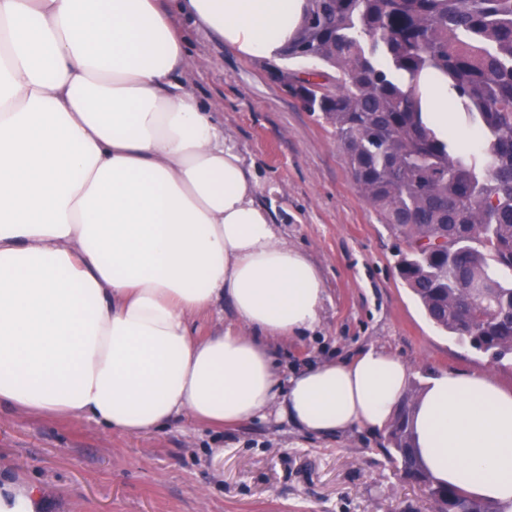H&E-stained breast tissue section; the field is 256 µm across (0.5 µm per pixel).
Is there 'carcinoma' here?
I'll return each instance as SVG.
<instances>
[{"instance_id": "1", "label": "carcinoma", "mask_w": 512, "mask_h": 512, "mask_svg": "<svg viewBox=\"0 0 512 512\" xmlns=\"http://www.w3.org/2000/svg\"><path fill=\"white\" fill-rule=\"evenodd\" d=\"M285 59L320 69L274 72L329 124L356 189L405 244L397 263L429 320L512 361V0H306ZM436 73L475 147L439 134L415 93ZM407 390L382 450L436 512H500L438 482L414 442Z\"/></svg>"}]
</instances>
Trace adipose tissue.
Returning <instances> with one entry per match:
<instances>
[{"mask_svg": "<svg viewBox=\"0 0 512 512\" xmlns=\"http://www.w3.org/2000/svg\"><path fill=\"white\" fill-rule=\"evenodd\" d=\"M306 0H0V406L139 435L277 412L316 436L384 430L410 369L371 347L281 377L314 331L319 267L282 239L216 114L188 90L174 14L272 57ZM447 133L448 85L420 78ZM231 306L239 330L196 318ZM439 482L512 512V388L443 371L413 409Z\"/></svg>", "mask_w": 512, "mask_h": 512, "instance_id": "obj_1", "label": "adipose tissue"}]
</instances>
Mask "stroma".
<instances>
[{
  "instance_id": "stroma-1",
  "label": "stroma",
  "mask_w": 512,
  "mask_h": 512,
  "mask_svg": "<svg viewBox=\"0 0 512 512\" xmlns=\"http://www.w3.org/2000/svg\"><path fill=\"white\" fill-rule=\"evenodd\" d=\"M185 86L217 112L258 180V199L289 244L320 268L315 333L274 343L283 371L375 346L426 382L444 370L512 388V365L435 327L397 273L404 245L355 188L332 128L247 57L187 17ZM383 435L353 428L316 438L271 415L216 428L187 418L129 435L91 419L0 409V479L40 491V512H431L400 480Z\"/></svg>"
}]
</instances>
